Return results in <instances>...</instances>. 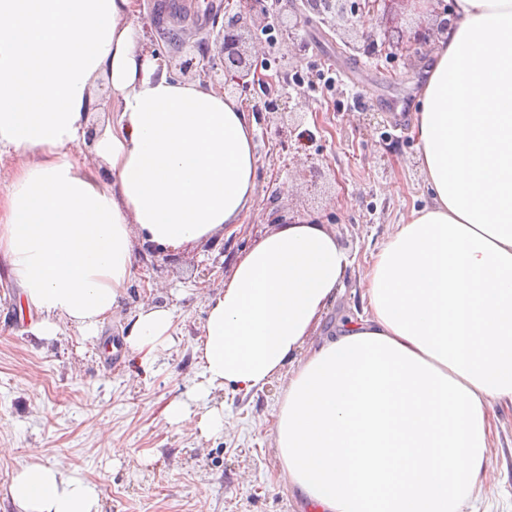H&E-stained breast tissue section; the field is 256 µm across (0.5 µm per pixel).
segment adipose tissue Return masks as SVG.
<instances>
[{
	"label": "adipose tissue",
	"instance_id": "1",
	"mask_svg": "<svg viewBox=\"0 0 512 512\" xmlns=\"http://www.w3.org/2000/svg\"><path fill=\"white\" fill-rule=\"evenodd\" d=\"M138 0H0V263L39 319L95 335L124 304L135 239L173 253L222 237L256 202L255 122L221 86L145 51ZM413 133L427 197L364 269L363 313L313 341L355 262L310 218L283 222L209 298L195 397L291 376L271 429L288 485L317 512H464L512 402V0H454ZM112 91L100 109L99 80ZM171 308L144 298L124 341L150 364ZM169 424L223 433L224 411ZM15 512H101L97 487L32 462Z\"/></svg>",
	"mask_w": 512,
	"mask_h": 512
}]
</instances>
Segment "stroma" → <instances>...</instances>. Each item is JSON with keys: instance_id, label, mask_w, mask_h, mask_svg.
<instances>
[{"instance_id": "1", "label": "stroma", "mask_w": 512, "mask_h": 512, "mask_svg": "<svg viewBox=\"0 0 512 512\" xmlns=\"http://www.w3.org/2000/svg\"><path fill=\"white\" fill-rule=\"evenodd\" d=\"M142 2L141 26L172 72L188 58L198 62L193 78L203 65L220 63L224 13L236 0H191L178 12L167 10L168 0ZM282 8L285 19L299 20L306 50L291 59L287 83L263 91L306 116L291 154L267 140V121L257 119V203L242 224L225 229L223 251L154 248L157 268L137 265L123 309L99 336L69 326L47 343L29 334L35 315L19 307V290L0 268V494L37 458L96 484L102 512H309L289 489L268 435L281 380L245 396L217 391L204 401L193 398L207 298L270 231L265 213L273 201L287 219L329 225L356 256L327 325L362 313L366 258L425 192L412 123L433 47L364 55L348 48L354 34L344 23L332 28L311 12L297 17L289 0ZM330 72L340 73V81L324 82ZM312 165L320 169L314 186L302 176ZM275 184L284 188L276 200ZM204 264L214 268L207 281L199 277ZM147 285L157 303L175 309L176 320L173 344L145 371L119 330ZM175 398L196 412L223 406L233 431L204 439L168 424L163 408ZM492 414L491 463L473 505L476 512H512V403L496 405ZM116 448L123 457H113Z\"/></svg>"}]
</instances>
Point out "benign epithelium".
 <instances>
[{
    "instance_id": "1",
    "label": "benign epithelium",
    "mask_w": 512,
    "mask_h": 512,
    "mask_svg": "<svg viewBox=\"0 0 512 512\" xmlns=\"http://www.w3.org/2000/svg\"><path fill=\"white\" fill-rule=\"evenodd\" d=\"M397 0H359L352 3L351 0H304L306 8L315 12L321 17L323 23L336 27V21L340 20L346 24L352 23V17L358 12H370L372 14L385 15L390 12L392 4ZM280 0H273L272 5L267 6L264 0H240V9L237 13L225 17L222 29L221 53L223 54L222 68L224 71V91L234 94L243 91L259 83L266 84L276 79L283 83L288 82L289 70L287 65H281L271 75H261L258 64L247 57L243 49L245 43L246 20L258 18L262 29L272 32V36L265 42L263 54L271 56L275 54L277 45L281 41L292 43L290 51L299 55L305 51V44L298 41L296 32L283 20V15L277 12V5ZM448 28V20L442 19L430 27H420L414 32L412 39L404 40L401 34L393 35L387 33L382 41H377L376 36L370 31L364 30L356 36L348 47L357 52L367 55H374L378 48H395L410 50L412 46L427 43L431 37L438 35ZM252 111L258 114H281L288 115V121H280L270 132V137L276 139V145L283 152L292 149L291 138L287 134L294 133L299 126L295 122V113L286 112L280 108L278 100L269 97L253 100Z\"/></svg>"
}]
</instances>
